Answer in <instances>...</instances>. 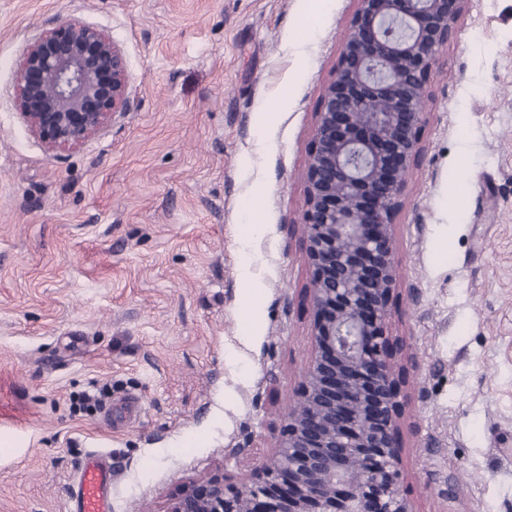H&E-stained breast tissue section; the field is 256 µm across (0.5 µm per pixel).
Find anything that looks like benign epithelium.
I'll return each instance as SVG.
<instances>
[{
    "label": "benign epithelium",
    "mask_w": 512,
    "mask_h": 512,
    "mask_svg": "<svg viewBox=\"0 0 512 512\" xmlns=\"http://www.w3.org/2000/svg\"><path fill=\"white\" fill-rule=\"evenodd\" d=\"M315 115L303 251L315 353L297 403L250 480L190 482L171 512H414L400 491L403 391L387 334L395 218L421 152V104L466 0H356ZM23 119L51 150L80 145L127 107V62L67 20L23 50Z\"/></svg>",
    "instance_id": "1"
}]
</instances>
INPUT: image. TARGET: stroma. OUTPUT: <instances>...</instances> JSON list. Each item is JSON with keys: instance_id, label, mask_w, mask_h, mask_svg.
I'll list each match as a JSON object with an SVG mask.
<instances>
[{"instance_id": "1", "label": "stroma", "mask_w": 512, "mask_h": 512, "mask_svg": "<svg viewBox=\"0 0 512 512\" xmlns=\"http://www.w3.org/2000/svg\"><path fill=\"white\" fill-rule=\"evenodd\" d=\"M356 9L0 0V512H68L94 451L112 512H169L274 448L314 352L303 175ZM68 19L121 48L128 108L52 153L16 76ZM422 110L388 325L408 352L401 489L415 512H512V0H466ZM105 385L96 412L72 406ZM129 395L139 417L108 428Z\"/></svg>"}]
</instances>
